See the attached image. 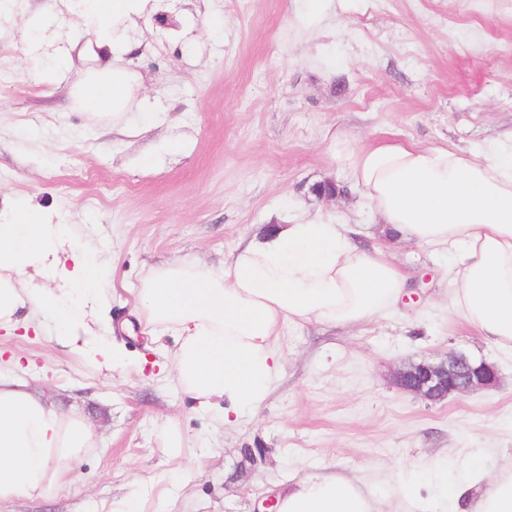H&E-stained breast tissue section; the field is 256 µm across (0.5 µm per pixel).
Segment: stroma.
Instances as JSON below:
<instances>
[{"mask_svg": "<svg viewBox=\"0 0 512 512\" xmlns=\"http://www.w3.org/2000/svg\"><path fill=\"white\" fill-rule=\"evenodd\" d=\"M49 21L39 70L27 60L35 11ZM78 22L65 0H18L0 19V200L31 197L48 222L91 247L112 285L104 335L124 372L58 345L53 320L0 328V374L28 381L88 420L95 446L75 485L8 512H261L282 486L326 473L364 484L396 512L428 470L452 482L473 461L512 465V351L456 313L444 251L390 242L337 164L333 135L455 145L476 153L512 134V0H166L133 38L139 97L128 129L76 111L55 48ZM331 182L335 197L319 196ZM358 225L408 278L395 311L347 327L285 326L281 372L263 407L228 425L173 379L177 337L137 325L134 293L157 264L220 266L253 235L316 212ZM461 349L493 363L492 389L431 404L398 391L392 370ZM173 425L171 447L162 429ZM259 448L241 469L242 449Z\"/></svg>", "mask_w": 512, "mask_h": 512, "instance_id": "1", "label": "stroma"}]
</instances>
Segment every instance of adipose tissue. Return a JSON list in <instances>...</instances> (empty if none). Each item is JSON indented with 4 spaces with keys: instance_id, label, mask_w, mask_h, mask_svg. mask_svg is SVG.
Segmentation results:
<instances>
[{
    "instance_id": "1",
    "label": "adipose tissue",
    "mask_w": 512,
    "mask_h": 512,
    "mask_svg": "<svg viewBox=\"0 0 512 512\" xmlns=\"http://www.w3.org/2000/svg\"><path fill=\"white\" fill-rule=\"evenodd\" d=\"M159 0H71L74 41L90 62L69 86L74 106L127 120L140 85L125 60L134 20ZM349 179L389 234L452 256L451 298L464 321L512 350V148L479 155L455 146L369 143L340 157ZM0 222V327L49 313L57 344L110 372L124 348L99 330L108 282L93 253L64 224L48 223L15 198ZM356 228L320 213L278 226L238 248L223 269L195 258L150 268L135 306L144 328L180 338L181 390L224 421L257 412L280 372L276 341L288 324H362L397 305L407 278L383 250L354 242ZM94 443L87 420L57 408L27 381L0 377V504L52 497ZM436 498L402 491L410 512H512V467L487 475L472 465L449 483L434 472ZM278 512H382L351 480L307 478L281 489Z\"/></svg>"
}]
</instances>
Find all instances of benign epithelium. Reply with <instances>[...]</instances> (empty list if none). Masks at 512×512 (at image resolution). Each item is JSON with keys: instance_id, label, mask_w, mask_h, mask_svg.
<instances>
[{"instance_id": "1", "label": "benign epithelium", "mask_w": 512, "mask_h": 512, "mask_svg": "<svg viewBox=\"0 0 512 512\" xmlns=\"http://www.w3.org/2000/svg\"><path fill=\"white\" fill-rule=\"evenodd\" d=\"M391 382L404 392L440 402L452 394L464 395L496 385L498 371L491 363L477 362L462 351L452 350L439 361L424 359L398 368Z\"/></svg>"}]
</instances>
